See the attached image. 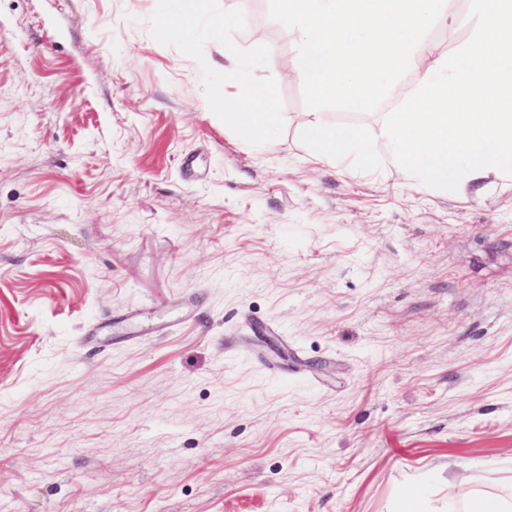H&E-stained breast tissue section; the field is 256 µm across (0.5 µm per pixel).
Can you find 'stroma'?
I'll use <instances>...</instances> for the list:
<instances>
[{"instance_id":"obj_1","label":"stroma","mask_w":512,"mask_h":512,"mask_svg":"<svg viewBox=\"0 0 512 512\" xmlns=\"http://www.w3.org/2000/svg\"><path fill=\"white\" fill-rule=\"evenodd\" d=\"M180 2L0 0V512L512 494V179L413 186L380 139L375 174L314 161L268 0H196L190 45ZM233 78L274 88V137L212 103ZM200 20L201 16L197 12L187 10H175L163 17L165 26L181 31L189 42L194 39Z\"/></svg>"}]
</instances>
